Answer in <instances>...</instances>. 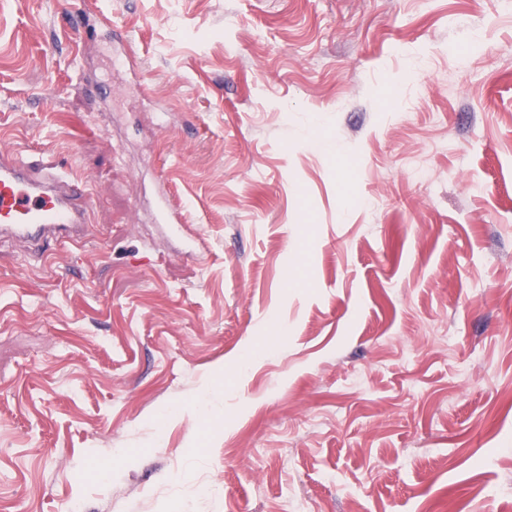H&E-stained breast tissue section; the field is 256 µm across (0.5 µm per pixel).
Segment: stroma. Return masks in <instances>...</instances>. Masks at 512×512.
Instances as JSON below:
<instances>
[{
	"instance_id": "obj_1",
	"label": "stroma",
	"mask_w": 512,
	"mask_h": 512,
	"mask_svg": "<svg viewBox=\"0 0 512 512\" xmlns=\"http://www.w3.org/2000/svg\"><path fill=\"white\" fill-rule=\"evenodd\" d=\"M0 125L94 194L0 241V512H512L497 0H8ZM184 212L167 194L161 197L159 203V223L170 224L177 230L184 223Z\"/></svg>"
}]
</instances>
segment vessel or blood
<instances>
[{"label":"vessel or blood","mask_w":512,"mask_h":512,"mask_svg":"<svg viewBox=\"0 0 512 512\" xmlns=\"http://www.w3.org/2000/svg\"><path fill=\"white\" fill-rule=\"evenodd\" d=\"M92 192L87 180L59 166L0 153V238L31 245L37 257L49 246L86 239Z\"/></svg>","instance_id":"vessel-or-blood-1"}]
</instances>
